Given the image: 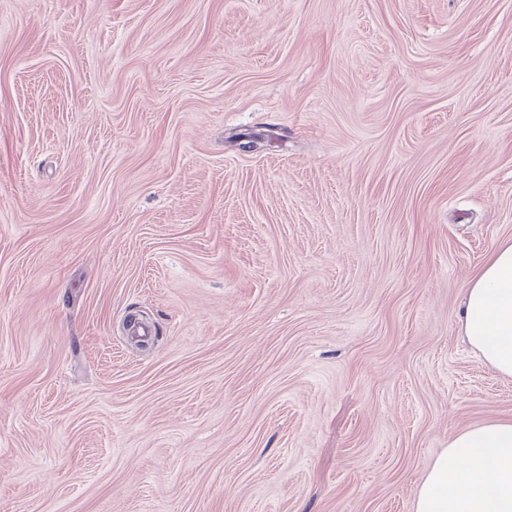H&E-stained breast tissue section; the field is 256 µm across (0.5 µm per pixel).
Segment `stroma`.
<instances>
[{
  "label": "stroma",
  "instance_id": "obj_1",
  "mask_svg": "<svg viewBox=\"0 0 512 512\" xmlns=\"http://www.w3.org/2000/svg\"><path fill=\"white\" fill-rule=\"evenodd\" d=\"M507 240L512 0H0V512H414Z\"/></svg>",
  "mask_w": 512,
  "mask_h": 512
}]
</instances>
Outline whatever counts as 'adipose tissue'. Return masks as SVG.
Instances as JSON below:
<instances>
[{"label":"adipose tissue","instance_id":"obj_1","mask_svg":"<svg viewBox=\"0 0 512 512\" xmlns=\"http://www.w3.org/2000/svg\"><path fill=\"white\" fill-rule=\"evenodd\" d=\"M461 327L485 365L512 377V242L494 248L467 285ZM416 512H512V420L454 436L428 471Z\"/></svg>","mask_w":512,"mask_h":512}]
</instances>
